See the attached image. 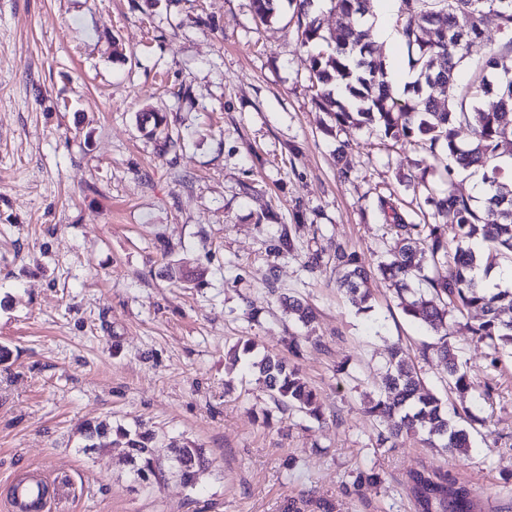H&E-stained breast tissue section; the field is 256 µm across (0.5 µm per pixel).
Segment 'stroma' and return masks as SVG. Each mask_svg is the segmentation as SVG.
<instances>
[{
	"instance_id": "stroma-1",
	"label": "stroma",
	"mask_w": 512,
	"mask_h": 512,
	"mask_svg": "<svg viewBox=\"0 0 512 512\" xmlns=\"http://www.w3.org/2000/svg\"><path fill=\"white\" fill-rule=\"evenodd\" d=\"M297 27L289 8L258 23L251 0H0V512L35 472L61 490L50 512H416L418 470L467 483L471 512H512V358L490 366L469 330L480 312L454 314L450 337L482 419L468 456L376 445L362 406L391 344L460 398L387 283L372 278L359 314L332 267L303 263L340 243L376 264L394 237L380 203L419 222L407 181L430 153L337 128ZM151 112L176 137L167 152ZM284 224L298 251L270 256ZM164 244L201 287L168 278ZM281 292L315 320L289 319ZM292 337L324 422L225 363L238 340L283 353ZM99 420L155 430L165 463L192 442L209 468L193 490L173 473L139 482L124 448L84 450ZM372 469L382 483L358 485Z\"/></svg>"
}]
</instances>
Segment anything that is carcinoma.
I'll use <instances>...</instances> for the list:
<instances>
[{
    "label": "carcinoma",
    "mask_w": 512,
    "mask_h": 512,
    "mask_svg": "<svg viewBox=\"0 0 512 512\" xmlns=\"http://www.w3.org/2000/svg\"><path fill=\"white\" fill-rule=\"evenodd\" d=\"M285 3L298 15L301 45L313 50L310 80L316 101L336 126H374L395 145L428 149L436 161L441 160L436 147L443 148V169L450 185L462 173H481L484 207L497 214L495 223H482L479 207L470 198L451 188H431L428 165L409 185L424 195L429 212L418 224L394 214L391 228L396 239L376 270L339 243L331 257L339 288L361 312L372 310V275L388 283L404 315L437 335L431 349L443 362L448 384L463 393L472 387V380L448 340V315L481 311L483 318L469 329L485 345L490 364L495 366L504 354H512V315H504L505 310L512 311V289L489 288L477 276V271L486 274L500 260L512 258V178L504 179L500 167L493 164L500 157V147L512 143V0H401L397 33L407 68L416 74L410 101L392 93L386 81L387 62L371 41V28L355 25L370 14L368 0H331L332 9L351 22L327 34L310 10L311 0H252L262 23L271 22ZM488 18L495 22L500 42L487 59L473 66L470 47L483 37ZM487 98L497 99L495 109L483 106ZM461 126L472 132L465 148L457 141ZM295 250L287 225H281L270 240L269 253L278 257ZM445 263L448 275H434L433 270ZM167 275L178 281H203V273L183 260L167 264ZM280 301L297 321L307 324L313 319L312 309L300 298L282 293ZM255 350L253 341L240 340L235 352L264 378L273 403L318 422L324 420L315 391L298 369L277 354L258 356ZM386 366L379 396L365 407V413L386 427L378 435V447L425 432L432 447L467 452L470 435L460 422L473 425L482 419L468 407H449L441 397L424 391L415 365L399 345L389 349ZM84 439L86 449L123 444L129 465L142 481L163 476L151 452L155 433L148 428H115L101 421L87 427ZM175 451L178 475L192 488L205 471L202 451L190 444ZM411 481L419 512H470L466 486L450 488L435 473L415 472Z\"/></svg>",
    "instance_id": "1"
}]
</instances>
